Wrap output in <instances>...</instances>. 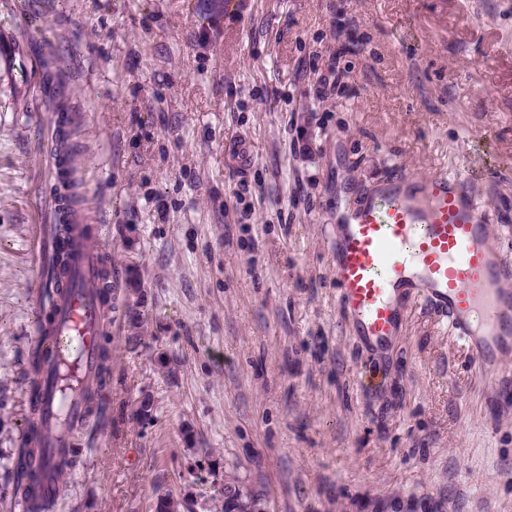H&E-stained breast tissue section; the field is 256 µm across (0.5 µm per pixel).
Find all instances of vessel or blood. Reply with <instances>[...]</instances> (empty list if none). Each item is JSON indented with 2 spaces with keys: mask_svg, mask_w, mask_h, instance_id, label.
I'll list each match as a JSON object with an SVG mask.
<instances>
[{
  "mask_svg": "<svg viewBox=\"0 0 512 512\" xmlns=\"http://www.w3.org/2000/svg\"><path fill=\"white\" fill-rule=\"evenodd\" d=\"M242 171L252 156L245 141L224 145ZM465 177L445 172L420 179L405 172L380 182L348 214L333 246V275L343 314L374 351L398 336L410 300L448 320L477 373L500 391L496 408L512 407V247L490 232L485 209ZM52 220L67 224L71 258L53 280L59 288L54 357L43 376L40 451L31 479L59 497L56 472L67 466L71 433L101 405L89 396L108 325L102 299L112 293V265L89 240L82 214L51 201Z\"/></svg>",
  "mask_w": 512,
  "mask_h": 512,
  "instance_id": "vessel-or-blood-1",
  "label": "vessel or blood"
}]
</instances>
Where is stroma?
<instances>
[{
  "mask_svg": "<svg viewBox=\"0 0 512 512\" xmlns=\"http://www.w3.org/2000/svg\"><path fill=\"white\" fill-rule=\"evenodd\" d=\"M1 30L34 91L0 74V512H21L8 472L57 121L118 306L107 415L59 512H152L166 492L216 512L200 448L270 512H512V411L488 413L496 391L447 320L409 305L370 355L332 272L337 210L398 169L489 166L471 190L512 240V0H0ZM315 50L348 72L319 105ZM312 116L305 154L294 128ZM224 154H226L241 171L248 170L252 164V156L244 140H234L225 143Z\"/></svg>",
  "mask_w": 512,
  "mask_h": 512,
  "instance_id": "1",
  "label": "stroma"
}]
</instances>
